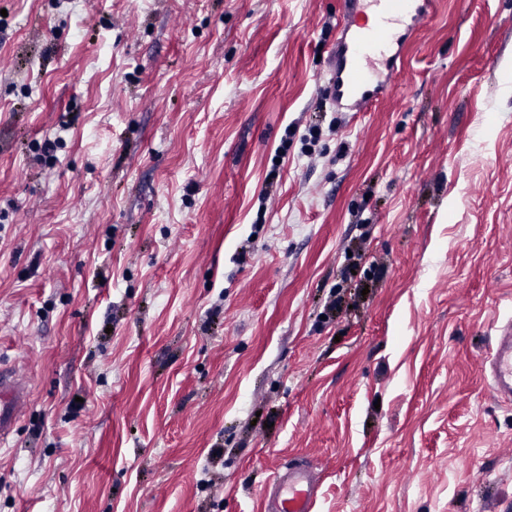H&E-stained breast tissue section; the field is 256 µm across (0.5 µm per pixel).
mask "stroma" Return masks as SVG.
I'll use <instances>...</instances> for the list:
<instances>
[{
	"instance_id": "1",
	"label": "stroma",
	"mask_w": 512,
	"mask_h": 512,
	"mask_svg": "<svg viewBox=\"0 0 512 512\" xmlns=\"http://www.w3.org/2000/svg\"><path fill=\"white\" fill-rule=\"evenodd\" d=\"M343 11L0 0V512H265L301 459L316 512H512V0L366 112ZM494 355L489 361L494 393L512 397V320L496 328ZM27 385L15 369L0 366V440L8 438L27 407Z\"/></svg>"
}]
</instances>
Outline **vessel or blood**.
Returning a JSON list of instances; mask_svg holds the SVG:
<instances>
[{
    "instance_id": "vessel-or-blood-1",
    "label": "vessel or blood",
    "mask_w": 512,
    "mask_h": 512,
    "mask_svg": "<svg viewBox=\"0 0 512 512\" xmlns=\"http://www.w3.org/2000/svg\"><path fill=\"white\" fill-rule=\"evenodd\" d=\"M353 10L375 15L336 42L331 73L333 98L348 112L365 110L393 86L392 73L409 34L429 19L435 0H349ZM489 361L494 393L512 397V320L496 329ZM28 401L17 370L0 367V440L10 435ZM315 468L301 464L278 472L265 498V512H314L319 488Z\"/></svg>"
}]
</instances>
